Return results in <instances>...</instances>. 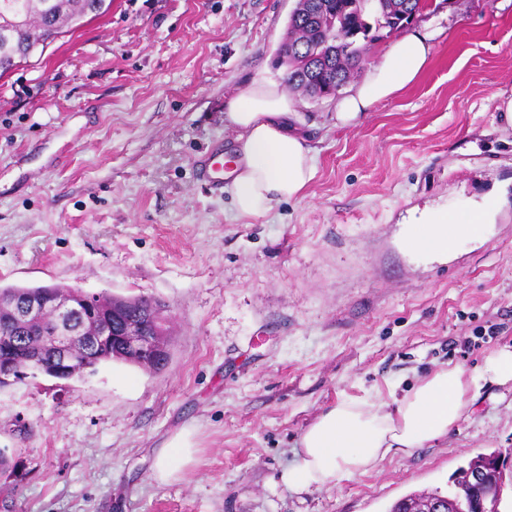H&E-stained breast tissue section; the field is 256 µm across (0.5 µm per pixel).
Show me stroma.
<instances>
[{"label":"stroma","instance_id":"1","mask_svg":"<svg viewBox=\"0 0 512 512\" xmlns=\"http://www.w3.org/2000/svg\"><path fill=\"white\" fill-rule=\"evenodd\" d=\"M294 6L112 0L0 77V285L146 296L170 317L162 372L113 361L0 388V512H388L512 448V384H490L431 446L337 488L280 479L338 399L512 345V0H436L413 25L439 32L427 69L354 127L334 100H297L315 177L241 216L197 160L219 143L234 157L230 96L282 83ZM490 199L480 240L404 249L427 213ZM183 430L193 459L159 482Z\"/></svg>","mask_w":512,"mask_h":512}]
</instances>
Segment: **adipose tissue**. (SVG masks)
Here are the masks:
<instances>
[{
    "instance_id": "ef3b65f1",
    "label": "adipose tissue",
    "mask_w": 512,
    "mask_h": 512,
    "mask_svg": "<svg viewBox=\"0 0 512 512\" xmlns=\"http://www.w3.org/2000/svg\"><path fill=\"white\" fill-rule=\"evenodd\" d=\"M432 40V33L415 31L394 42L359 86L338 99L337 126H355L373 103L413 85L431 60ZM224 120L235 133L240 156L229 186L239 215H264L302 194L316 166L293 97L277 84L255 82L227 101ZM487 217L483 206L439 211L415 226L405 244L414 252L445 255L461 240L481 238ZM510 382L512 347L506 346L480 371L452 362L439 366L398 399L373 393L343 397L305 429L297 461L283 471L281 480L302 490L339 487L373 471L390 455L446 436L471 413L485 384Z\"/></svg>"
}]
</instances>
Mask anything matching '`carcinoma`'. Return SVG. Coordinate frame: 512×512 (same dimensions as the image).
Returning a JSON list of instances; mask_svg holds the SVG:
<instances>
[{
    "label": "carcinoma",
    "instance_id": "carcinoma-1",
    "mask_svg": "<svg viewBox=\"0 0 512 512\" xmlns=\"http://www.w3.org/2000/svg\"><path fill=\"white\" fill-rule=\"evenodd\" d=\"M369 0H334L326 6L322 17L308 21L307 2L299 0L288 18V57L292 66L284 76L290 91L307 99L311 95L312 78L306 76L300 63L311 53L321 59L320 65L340 80L348 82L359 69L358 57L363 49L365 32L382 22L399 18L405 0H378L374 9ZM108 9L106 0H0V76L28 61L36 52L45 50L57 37L82 25L87 17L102 15ZM46 286L0 287V303L7 305L16 298L40 294ZM161 305L148 297H135L124 305L120 318L136 324L153 315ZM61 352L49 336L41 335L39 325L4 329L0 324V365L14 368L30 365L45 376L60 367ZM501 452L479 453L457 468L453 477L455 491L447 496L440 492L413 493L395 502L389 512H430L439 507L445 512H468L473 497L470 475L482 466L490 476L493 490L491 505L500 512L503 491L512 485V473L495 468Z\"/></svg>",
    "mask_w": 512,
    "mask_h": 512
}]
</instances>
